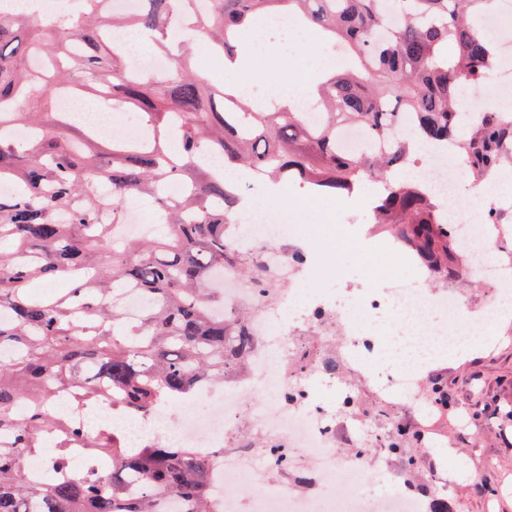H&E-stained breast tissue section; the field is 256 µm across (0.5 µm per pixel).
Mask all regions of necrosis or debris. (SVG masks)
Returning a JSON list of instances; mask_svg holds the SVG:
<instances>
[{
    "instance_id": "necrosis-or-debris-1",
    "label": "necrosis or debris",
    "mask_w": 512,
    "mask_h": 512,
    "mask_svg": "<svg viewBox=\"0 0 512 512\" xmlns=\"http://www.w3.org/2000/svg\"><path fill=\"white\" fill-rule=\"evenodd\" d=\"M463 167L461 149L452 147L444 155L423 156L416 170L438 186L450 208L463 210ZM295 232L293 225L265 209L233 227L230 241L235 247H263L268 270L276 275L290 271L294 283L279 297L267 299L237 272L228 269L222 276L225 309H254L249 374L203 387L202 397L215 404L209 416L198 417L189 399L179 414L165 408L135 419L129 436L138 444L176 442L204 451L214 472L212 496L223 503L224 512H428L430 496L407 486L374 498L364 494L366 463L386 460L388 434L359 420L357 393L351 387L339 386L337 408L316 400L314 389L324 379H335L327 364L339 358L361 375L382 377L388 393L409 396L421 368L470 335V311L456 293L433 295L416 285L398 286L383 295L363 292L351 311H340L335 295L303 290L310 258L292 265L287 252L276 247V240ZM510 237L512 224L491 222L484 212L458 227L456 242L472 258L473 277L503 287L504 268L492 254ZM380 308L388 309L394 321L384 354L377 335L363 326ZM308 336L319 341L320 352L303 367L301 343ZM244 414L261 436V445L242 443L238 421ZM349 436L359 438L361 449L346 456L339 444ZM279 448L286 450L295 469L291 481L256 485L257 468L279 469Z\"/></svg>"
}]
</instances>
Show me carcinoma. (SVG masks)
Instances as JSON below:
<instances>
[{
  "label": "carcinoma",
  "instance_id": "obj_1",
  "mask_svg": "<svg viewBox=\"0 0 512 512\" xmlns=\"http://www.w3.org/2000/svg\"><path fill=\"white\" fill-rule=\"evenodd\" d=\"M141 0L138 11L109 16L107 0H79L52 20L0 16V512H159L165 495L186 512H217L210 471L195 448L148 443L129 448L124 434L88 431L58 418V391L76 404L132 417L222 383L252 345L247 316L224 306L210 288L224 266L268 286L260 252L228 242L239 183L202 160L211 152L273 183L344 197L372 176L387 183L374 206L378 223L423 260L431 275L453 274V229L418 179L387 181L420 155L412 136L436 147L460 145L476 179L502 167L512 146V120L483 112L468 121L458 92L479 89L495 55L480 30L501 0ZM278 14L320 43L344 45L341 72L326 70L314 97L321 122L270 97L224 91L217 107L204 74L186 55L169 76L148 83L130 73L125 48L110 28L134 27L168 51L181 25L226 61L237 57L254 26ZM62 82L83 98L110 100L142 118L146 142H105L68 124H48L42 100ZM33 132L25 141L11 130ZM367 145L344 149L343 128ZM111 200L103 202L102 189ZM147 194L163 225L155 240L115 241L125 201ZM65 278L70 288L45 296L34 281ZM149 305L120 317L122 286ZM83 448L75 470L70 449ZM42 457L45 476L29 477L24 456Z\"/></svg>",
  "mask_w": 512,
  "mask_h": 512
}]
</instances>
